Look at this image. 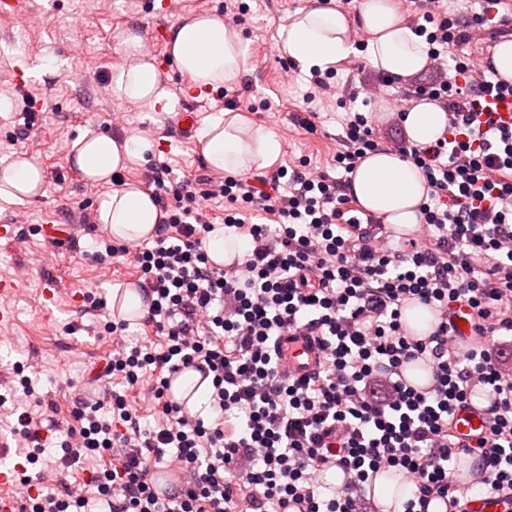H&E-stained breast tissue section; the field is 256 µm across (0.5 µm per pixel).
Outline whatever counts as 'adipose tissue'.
Returning a JSON list of instances; mask_svg holds the SVG:
<instances>
[{
    "label": "adipose tissue",
    "instance_id": "obj_1",
    "mask_svg": "<svg viewBox=\"0 0 512 512\" xmlns=\"http://www.w3.org/2000/svg\"><path fill=\"white\" fill-rule=\"evenodd\" d=\"M356 26L367 35L363 54L375 71L406 79L425 68L426 39L415 32L394 0H363L353 15L333 8L297 11L280 27L275 49L302 71L323 72L353 52L350 32ZM168 49L179 70L202 88L234 87L245 73L244 41L213 13L193 16L176 26ZM113 91L123 99L148 101L164 111L171 107L156 66L138 56L116 73ZM447 126L445 110L429 100L416 103L404 121L408 137L418 145L435 142ZM197 136L206 163L217 171L246 174L274 165L281 155L273 131L245 127L240 115L230 112L211 116ZM152 149V142L142 137L86 133L74 142L71 160L88 181L110 185L113 175L128 164L145 161ZM349 188L366 211L397 230L412 229L420 222L427 186L421 170L397 153L368 155L351 174ZM43 191L42 172L33 161L18 158L0 167V197L18 199ZM162 218L151 196L130 184L113 189L98 208L99 224L121 243L150 238Z\"/></svg>",
    "mask_w": 512,
    "mask_h": 512
}]
</instances>
